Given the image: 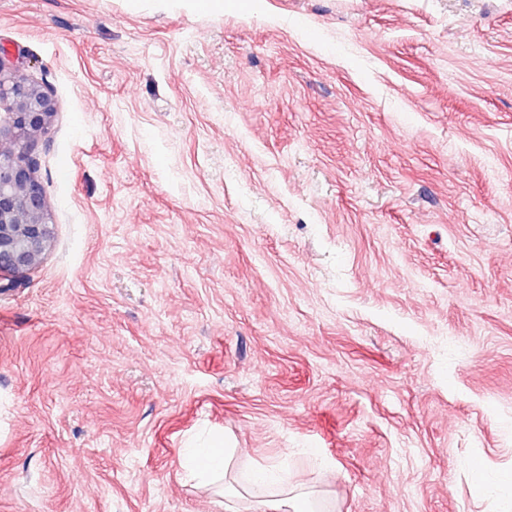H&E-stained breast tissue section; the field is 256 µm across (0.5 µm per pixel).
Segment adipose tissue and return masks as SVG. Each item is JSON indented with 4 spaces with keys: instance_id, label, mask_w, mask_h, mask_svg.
<instances>
[{
    "instance_id": "adipose-tissue-1",
    "label": "adipose tissue",
    "mask_w": 512,
    "mask_h": 512,
    "mask_svg": "<svg viewBox=\"0 0 512 512\" xmlns=\"http://www.w3.org/2000/svg\"><path fill=\"white\" fill-rule=\"evenodd\" d=\"M234 451L211 443L182 449L181 465L189 479L223 485L224 512H237L238 497H248L253 512H316V500L286 463H256L243 484H236L231 471Z\"/></svg>"
}]
</instances>
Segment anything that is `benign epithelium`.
<instances>
[{
  "mask_svg": "<svg viewBox=\"0 0 512 512\" xmlns=\"http://www.w3.org/2000/svg\"><path fill=\"white\" fill-rule=\"evenodd\" d=\"M54 114L46 86L0 55V276L35 268L51 244L53 222L32 147Z\"/></svg>",
  "mask_w": 512,
  "mask_h": 512,
  "instance_id": "7a95c632",
  "label": "benign epithelium"
}]
</instances>
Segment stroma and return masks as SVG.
<instances>
[{
  "instance_id": "1",
  "label": "stroma",
  "mask_w": 512,
  "mask_h": 512,
  "mask_svg": "<svg viewBox=\"0 0 512 512\" xmlns=\"http://www.w3.org/2000/svg\"><path fill=\"white\" fill-rule=\"evenodd\" d=\"M51 90L0 292V512H512V0H0ZM234 449L211 443L196 448H183L180 462L190 480L224 486V511L238 512L236 499L248 497L253 512H314L319 511L313 492L305 490L303 483L280 463H256L250 469L241 490L234 483L231 464Z\"/></svg>"
}]
</instances>
